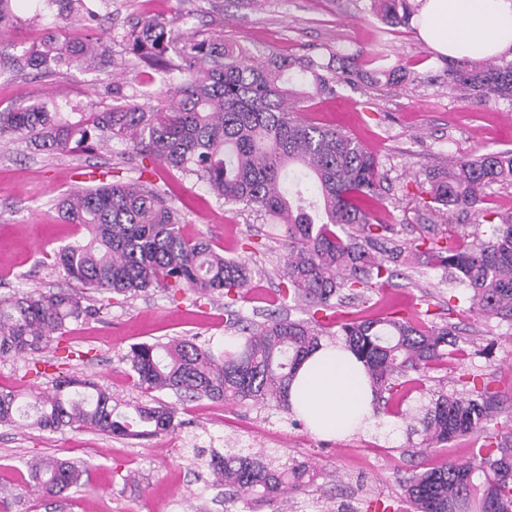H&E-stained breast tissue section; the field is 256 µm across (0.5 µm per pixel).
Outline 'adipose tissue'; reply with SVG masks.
<instances>
[{
    "instance_id": "adipose-tissue-1",
    "label": "adipose tissue",
    "mask_w": 512,
    "mask_h": 512,
    "mask_svg": "<svg viewBox=\"0 0 512 512\" xmlns=\"http://www.w3.org/2000/svg\"><path fill=\"white\" fill-rule=\"evenodd\" d=\"M420 39L449 57L488 58L512 48V0H422ZM292 411L321 436L373 423L365 369L350 352L322 346L302 363L289 387Z\"/></svg>"
}]
</instances>
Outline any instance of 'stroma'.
Segmentation results:
<instances>
[{
  "label": "stroma",
  "mask_w": 512,
  "mask_h": 512,
  "mask_svg": "<svg viewBox=\"0 0 512 512\" xmlns=\"http://www.w3.org/2000/svg\"><path fill=\"white\" fill-rule=\"evenodd\" d=\"M111 11V22L92 29L78 22L69 31L108 45L111 65L1 76L0 111L56 95L102 109L112 103L107 92L112 84L127 95L144 87L163 95L167 85L160 71L125 72L123 35L153 16L166 17L178 33L224 39L260 61L303 58L348 66L354 71L351 81L338 85L334 96L312 99L303 116L341 130L376 156L386 180L371 211L390 226L382 243L386 250L441 240L472 227L475 214L435 207L430 174L460 156L512 152V104L457 98L448 88L447 57L419 39L415 24H387L372 0H112ZM140 166V157L117 142L79 155L0 144V296L68 288L54 266V254L83 232L60 218L56 197L93 177L136 180ZM151 180L170 186L169 201L186 235L206 239L216 251L252 268L245 298L234 304V311L256 323L272 315L308 319L304 307L278 296L284 252L278 224L244 204L218 199L195 175L160 170ZM88 302L93 315L71 323L64 336L27 358L0 361V392H50L59 374L77 375L121 402L173 407L179 426L149 440H132L86 429L49 432L23 420L0 425V498L8 501L9 512H273L268 506L225 503L208 486L212 448L245 454L262 450L283 462L310 465L315 480L289 502L288 512H365L376 498L409 512L402 497L404 481L446 459L468 458L483 437L458 439L446 449L417 456L413 450L421 438L407 436L401 411L434 391L472 380L497 394L492 429L512 431V325L476 315L470 302L453 297L447 273L425 258L396 265L393 277L370 290L367 301H346L343 310L370 318L429 310L431 321L456 328L457 351L405 399L389 404L381 427L330 438L275 409L182 401L136 385L127 361L133 345L192 338L220 346L225 337L236 335L226 322L224 298L156 289L127 296L94 293ZM49 455L87 464V484L61 498L41 496L26 463Z\"/></svg>",
  "instance_id": "35a3bbf8"
}]
</instances>
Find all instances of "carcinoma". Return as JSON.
Returning a JSON list of instances; mask_svg holds the SVG:
<instances>
[{"instance_id":"cac0c4a2","label":"carcinoma","mask_w":512,"mask_h":512,"mask_svg":"<svg viewBox=\"0 0 512 512\" xmlns=\"http://www.w3.org/2000/svg\"><path fill=\"white\" fill-rule=\"evenodd\" d=\"M33 19L51 18L37 42L4 40L17 21L16 0H0V74L42 72L73 65L99 68L107 46L96 39L62 33L78 18L99 12L87 0H36ZM383 18L408 22L409 0H380ZM131 62L161 69L170 88L154 106L120 97L98 110L71 98L33 102L0 112V141L24 142L48 154L93 151L118 140L141 157V172L163 165L190 172L227 203H243L271 216L285 246L279 296L301 303L307 320L271 318L233 325L240 331L230 348L176 338L140 343L129 362L145 391L170 390L182 399L251 403L291 412L288 387L305 357L325 340L354 352L374 393L373 415L411 382L457 349L448 326L429 325L413 315L339 319L347 295L363 298L375 283L393 276L387 262L363 245L384 237L366 204L377 198L384 177L374 154L350 136L312 125L300 116L306 99L336 92L350 71L313 60L256 63L216 38L176 39L163 18L147 19L124 35ZM179 63H171L169 53ZM448 87L512 103V60L460 58L448 62ZM512 183V152L460 157L430 176L434 202L466 211L494 183ZM60 216L86 231L61 247L55 265L64 275L94 290L136 294L150 288L177 293L242 298L252 270L242 260L214 251L208 241L185 236L167 191L138 183H106L69 191L56 203ZM489 238L472 244L455 240L425 248L469 295L480 314L512 324V214L498 216ZM92 313L72 292L40 290L0 296V359L38 352L52 335ZM488 388L467 394L441 391L405 414L410 432L425 448L488 430L497 413ZM25 417L42 430L86 428L121 438H150L173 431L175 411L165 405H126L88 379L59 378L52 394L22 402L0 392V424ZM491 442L471 449L465 460H447L410 477L402 487L413 512H512V433H493ZM39 491L60 496L82 486L84 465L60 458L27 462ZM314 478L310 467L280 463L231 448L211 451L213 488L231 500L244 494L252 504L288 502Z\"/></svg>"}]
</instances>
